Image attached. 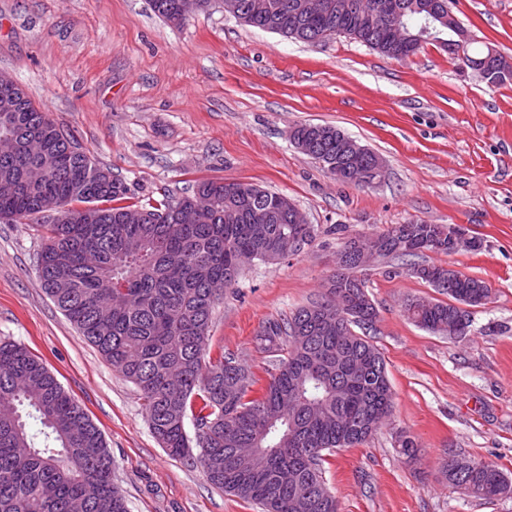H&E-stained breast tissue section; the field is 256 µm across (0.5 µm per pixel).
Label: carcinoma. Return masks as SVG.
I'll return each mask as SVG.
<instances>
[{
	"instance_id": "cac0c4a2",
	"label": "carcinoma",
	"mask_w": 512,
	"mask_h": 512,
	"mask_svg": "<svg viewBox=\"0 0 512 512\" xmlns=\"http://www.w3.org/2000/svg\"><path fill=\"white\" fill-rule=\"evenodd\" d=\"M237 20L307 43L325 40L329 28L378 53L399 58L402 42L387 23L359 12L345 17L307 18L302 0H275L266 13L263 0H233ZM402 23L415 51L431 42L454 54L455 33L444 27L430 38L421 34L425 20L416 10L421 0H399ZM181 0H152L167 19ZM25 120L17 124L0 112V135L25 141L48 120L27 93L15 102ZM295 136L334 159L339 138L328 124H300ZM75 141L61 133L45 182L13 197L0 196V220L39 223L41 197L56 195L70 206L65 218L44 225L45 244L38 258L41 287L66 318L129 379L144 399L151 431L176 458L200 465L216 487L261 512H342L326 483L322 452L350 448L371 437L390 415L392 390L381 352L356 329L372 327L374 303L365 283L350 272L325 298L290 315L265 322L254 336L256 347L278 355L275 373L256 397L258 379L234 354L211 352L210 327L215 298L209 284L237 280V258L274 263L268 247L280 251L288 240L304 238L314 228L290 223L279 208L277 192L238 183L229 193L224 183L202 181L176 201L155 206L126 203L129 189L112 171L85 153L71 151ZM30 159L0 157V174L23 180ZM203 200L195 224L174 222L173 208ZM82 203L79 210L73 203ZM95 217L79 224L81 212ZM407 225L393 224L381 234H357L369 243L385 241L381 257L414 258L427 252L448 253V230L423 224V238L403 244ZM416 277L435 286L450 270L441 264H415ZM444 289L448 300L410 299L408 319L433 333L465 336L471 319L459 306H477L489 295L484 281L454 272ZM352 320L336 330L325 318L336 303ZM355 362L362 376L349 375ZM39 428L31 430L29 420ZM194 434H189L187 424ZM450 448L442 463L448 485L491 499L512 492V479L492 464L469 458L458 470ZM128 512L114 482L113 461L100 430L83 407L61 386L43 361L25 346L0 341V512Z\"/></svg>"
}]
</instances>
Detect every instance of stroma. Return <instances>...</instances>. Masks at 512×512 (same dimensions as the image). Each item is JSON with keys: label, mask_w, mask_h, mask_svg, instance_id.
Returning <instances> with one entry per match:
<instances>
[{"label": "stroma", "mask_w": 512, "mask_h": 512, "mask_svg": "<svg viewBox=\"0 0 512 512\" xmlns=\"http://www.w3.org/2000/svg\"><path fill=\"white\" fill-rule=\"evenodd\" d=\"M468 53L512 56V0H452ZM24 86L92 160L126 182L132 204L173 200L202 180L282 192L315 227L299 255L247 263L217 300L211 349L260 381L274 357L261 325L326 292L343 234L393 224H459L477 251L428 252L485 282L468 336L430 332L407 300L438 292L398 259L364 273L377 316L392 412L366 443L331 453L325 478L344 512H512L439 474L446 449L512 477V81L489 86L438 45L390 59L345 36L305 44L240 24L218 5L174 26L151 0H0V72ZM330 124L379 155L381 181H336L293 145V128ZM40 227L0 220V339L25 345L101 430L129 512H259L170 456L137 387L105 361L41 287ZM420 453L399 454V434Z\"/></svg>", "instance_id": "35a3bbf8"}]
</instances>
